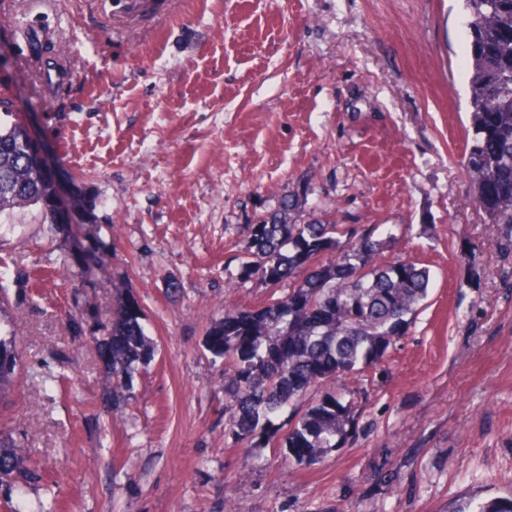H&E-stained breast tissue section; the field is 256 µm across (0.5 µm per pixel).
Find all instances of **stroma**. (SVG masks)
I'll use <instances>...</instances> for the list:
<instances>
[{"instance_id":"obj_1","label":"stroma","mask_w":512,"mask_h":512,"mask_svg":"<svg viewBox=\"0 0 512 512\" xmlns=\"http://www.w3.org/2000/svg\"><path fill=\"white\" fill-rule=\"evenodd\" d=\"M0 0V99L43 145L60 223L0 219V292L21 339L0 434L56 512H452L512 495V226L491 223L462 161L470 130L458 0ZM61 62L63 82L41 75ZM298 195L378 257L430 272L383 360L335 382L346 447L305 466L224 433L226 308L245 224ZM96 251V265L78 253ZM179 282L169 296L170 282ZM131 293L158 353L106 399L90 336ZM0 492V512H6Z\"/></svg>"}]
</instances>
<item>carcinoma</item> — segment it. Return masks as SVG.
<instances>
[{
	"label": "carcinoma",
	"mask_w": 512,
	"mask_h": 512,
	"mask_svg": "<svg viewBox=\"0 0 512 512\" xmlns=\"http://www.w3.org/2000/svg\"><path fill=\"white\" fill-rule=\"evenodd\" d=\"M469 29L468 84L472 136L464 167L481 210L494 224H512V0H461ZM494 104L497 114L485 113ZM0 101V216L17 207L55 213L50 175L31 162L28 131ZM299 200L285 198L245 227L238 278L290 290L258 307H238L208 329L205 349L224 360V430L252 446L288 449V458L313 465L341 448L355 426L352 403L325 389L329 381L381 360L405 335L427 299L429 272L409 262L380 264L392 238L370 229L358 238L313 215L298 219ZM110 352L107 397L130 394L155 359L137 300L121 295L112 318L93 333ZM22 356L0 299V400L11 389ZM41 480L25 449L0 439V487ZM453 512H512V496Z\"/></svg>",
	"instance_id": "1"
}]
</instances>
